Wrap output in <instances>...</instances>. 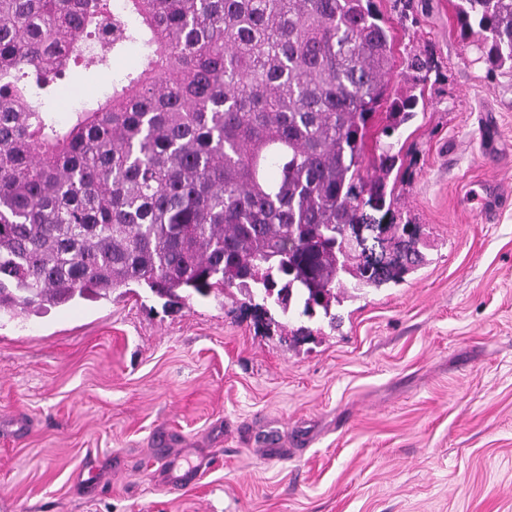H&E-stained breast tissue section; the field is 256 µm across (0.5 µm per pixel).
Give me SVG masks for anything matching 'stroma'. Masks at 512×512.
<instances>
[{
    "label": "stroma",
    "instance_id": "35a3bbf8",
    "mask_svg": "<svg viewBox=\"0 0 512 512\" xmlns=\"http://www.w3.org/2000/svg\"><path fill=\"white\" fill-rule=\"evenodd\" d=\"M457 3L374 0L392 96L410 55L435 62L373 214L419 225L424 264L299 339L234 289L1 314L0 512H512V70L488 74Z\"/></svg>",
    "mask_w": 512,
    "mask_h": 512
}]
</instances>
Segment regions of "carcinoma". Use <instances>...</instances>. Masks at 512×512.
<instances>
[{"instance_id": "obj_1", "label": "carcinoma", "mask_w": 512, "mask_h": 512, "mask_svg": "<svg viewBox=\"0 0 512 512\" xmlns=\"http://www.w3.org/2000/svg\"><path fill=\"white\" fill-rule=\"evenodd\" d=\"M457 21L512 69V0H460ZM132 44L141 66L61 123L66 74L100 76ZM392 68L374 0H0V312L136 284L335 323L348 290L393 278L344 237L385 207L390 138L419 104L391 96ZM419 238L395 243L400 272ZM381 112L378 115V120L376 127L371 132V136L367 139V147H366V155H365V163H364V175H374L375 174V168H374V153H379V151L375 150V141L377 137H381V142L383 141H389L384 136H381L380 130L381 128L387 124L385 110L379 111Z\"/></svg>"}]
</instances>
